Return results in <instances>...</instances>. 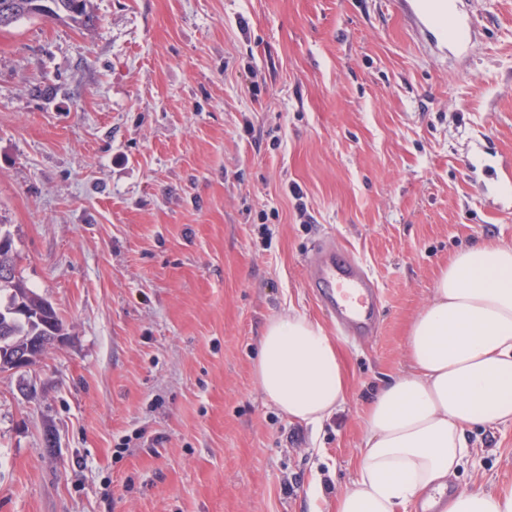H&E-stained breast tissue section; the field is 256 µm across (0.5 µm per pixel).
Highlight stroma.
<instances>
[{
    "instance_id": "35a3bbf8",
    "label": "stroma",
    "mask_w": 512,
    "mask_h": 512,
    "mask_svg": "<svg viewBox=\"0 0 512 512\" xmlns=\"http://www.w3.org/2000/svg\"><path fill=\"white\" fill-rule=\"evenodd\" d=\"M459 4L463 61L398 0H94L89 31L0 29V225L63 323L0 374V512H336L438 267L512 243V0ZM324 242L377 285L372 335L307 288ZM291 308L347 378L316 430L253 374ZM472 442L458 485L511 489L512 423Z\"/></svg>"
}]
</instances>
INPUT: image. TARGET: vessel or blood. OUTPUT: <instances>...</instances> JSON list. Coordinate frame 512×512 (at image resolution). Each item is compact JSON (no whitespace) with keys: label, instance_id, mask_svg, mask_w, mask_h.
<instances>
[{"label":"vessel or blood","instance_id":"vessel-or-blood-1","mask_svg":"<svg viewBox=\"0 0 512 512\" xmlns=\"http://www.w3.org/2000/svg\"><path fill=\"white\" fill-rule=\"evenodd\" d=\"M423 36L436 47L454 46L459 57L470 51V25L455 6V0H405ZM321 303L345 331L355 336L369 332L378 309L377 288L361 262L321 247L314 271L307 279Z\"/></svg>","mask_w":512,"mask_h":512}]
</instances>
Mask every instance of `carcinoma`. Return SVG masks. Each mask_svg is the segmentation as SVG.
I'll return each mask as SVG.
<instances>
[{
  "mask_svg": "<svg viewBox=\"0 0 512 512\" xmlns=\"http://www.w3.org/2000/svg\"><path fill=\"white\" fill-rule=\"evenodd\" d=\"M5 2L9 3L11 25L22 19L40 18L46 9L50 10L51 18L78 29L90 30L96 24L93 0H0V4ZM7 253L8 273L0 272V330L6 328L18 338L43 336L50 328L62 332V321L55 308L20 279L11 238Z\"/></svg>",
  "mask_w": 512,
  "mask_h": 512,
  "instance_id": "1",
  "label": "carcinoma"
}]
</instances>
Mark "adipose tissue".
Wrapping results in <instances>:
<instances>
[{
    "instance_id": "obj_1",
    "label": "adipose tissue",
    "mask_w": 512,
    "mask_h": 512,
    "mask_svg": "<svg viewBox=\"0 0 512 512\" xmlns=\"http://www.w3.org/2000/svg\"><path fill=\"white\" fill-rule=\"evenodd\" d=\"M405 371L384 379L364 415L357 476L336 512H512V491L458 489L472 431L512 422V244L456 251L407 330ZM254 377L290 419L321 425L347 382L321 324L291 312L269 320Z\"/></svg>"
}]
</instances>
